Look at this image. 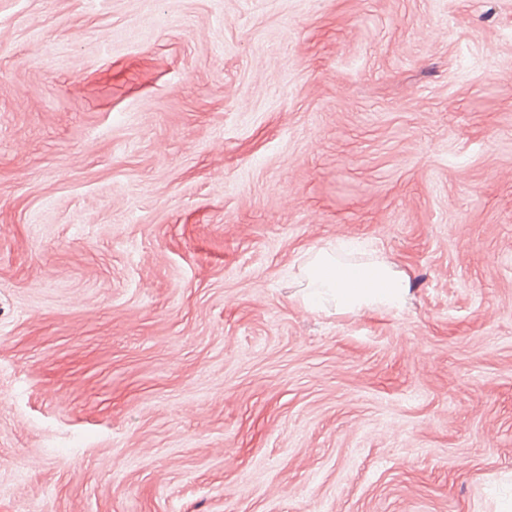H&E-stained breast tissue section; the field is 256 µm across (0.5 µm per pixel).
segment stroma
<instances>
[{
  "label": "stroma",
  "mask_w": 512,
  "mask_h": 512,
  "mask_svg": "<svg viewBox=\"0 0 512 512\" xmlns=\"http://www.w3.org/2000/svg\"><path fill=\"white\" fill-rule=\"evenodd\" d=\"M0 512H512V0H0ZM306 256V304L321 305L330 300L342 312L402 309L407 277L394 263L383 259L342 266L333 250L315 246L306 251Z\"/></svg>",
  "instance_id": "1"
}]
</instances>
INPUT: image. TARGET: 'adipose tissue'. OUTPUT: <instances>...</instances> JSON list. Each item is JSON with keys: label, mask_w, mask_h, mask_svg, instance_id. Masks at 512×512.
<instances>
[{"label": "adipose tissue", "mask_w": 512, "mask_h": 512, "mask_svg": "<svg viewBox=\"0 0 512 512\" xmlns=\"http://www.w3.org/2000/svg\"><path fill=\"white\" fill-rule=\"evenodd\" d=\"M305 296L308 304L333 302L337 310H401L408 291L407 277L387 260L340 265L333 250L313 247L306 252Z\"/></svg>", "instance_id": "1"}]
</instances>
